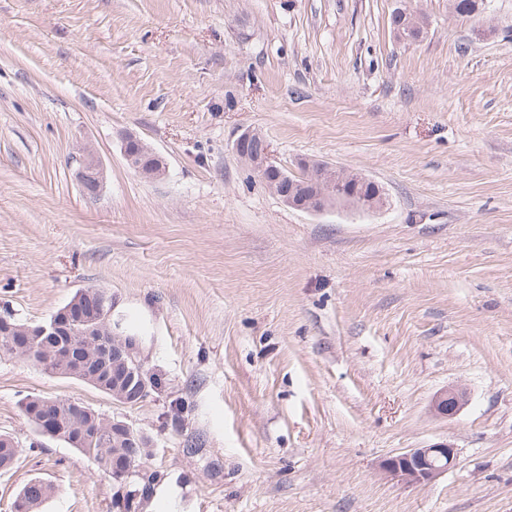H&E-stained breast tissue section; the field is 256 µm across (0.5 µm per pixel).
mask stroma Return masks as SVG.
Returning <instances> with one entry per match:
<instances>
[{"label": "stroma", "instance_id": "obj_1", "mask_svg": "<svg viewBox=\"0 0 512 512\" xmlns=\"http://www.w3.org/2000/svg\"><path fill=\"white\" fill-rule=\"evenodd\" d=\"M423 12L414 42L395 9ZM260 130L375 182L377 211L288 207L233 151ZM165 162L147 179L121 137ZM92 143L97 194L76 173ZM112 296L159 386L135 406L0 353V512H114L115 482L38 436L40 395L132 423L141 512H512V0H0V313ZM469 394L453 418L433 397ZM447 442L427 484L378 463Z\"/></svg>", "mask_w": 512, "mask_h": 512}]
</instances>
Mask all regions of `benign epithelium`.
Segmentation results:
<instances>
[{
  "label": "benign epithelium",
  "instance_id": "1",
  "mask_svg": "<svg viewBox=\"0 0 512 512\" xmlns=\"http://www.w3.org/2000/svg\"><path fill=\"white\" fill-rule=\"evenodd\" d=\"M123 154L128 165L139 174L154 178L163 174L165 164L153 149L133 135L123 136ZM252 143L258 148L249 149ZM233 149L238 158L249 166L266 186L288 206L309 213L320 214L327 207L315 204L317 200L334 201L336 205L366 210L383 206L381 192L372 197H364L356 192L360 185L369 179L351 172H344L334 166L319 162L300 161V166L316 172L311 182L313 195H308L297 187V182L277 162L269 142L263 134L253 128H245L236 138ZM78 178L85 192L99 191L103 180V166L91 149L85 150ZM78 336L84 344L74 342ZM50 340L52 355L71 365L80 372L99 359L112 357V364L122 370L121 386L112 390V399L121 405H136L150 395L143 361L138 356L136 341L132 336H115L112 326V297L95 287L81 291L72 305L60 310L48 321L35 326H19L11 319L0 317V349L17 352V341L22 339ZM468 402L467 393L456 386L438 392L431 403L435 414L453 418ZM94 437L104 447L138 448L149 447L148 437L135 430L123 420L93 419ZM39 434L59 438L64 430L60 418L45 417L37 426ZM456 461L455 448L449 443H436L426 448H412L383 458L380 471L391 479L412 484H425L433 481ZM136 475L134 459H115L112 465V479L118 484H126Z\"/></svg>",
  "mask_w": 512,
  "mask_h": 512
}]
</instances>
